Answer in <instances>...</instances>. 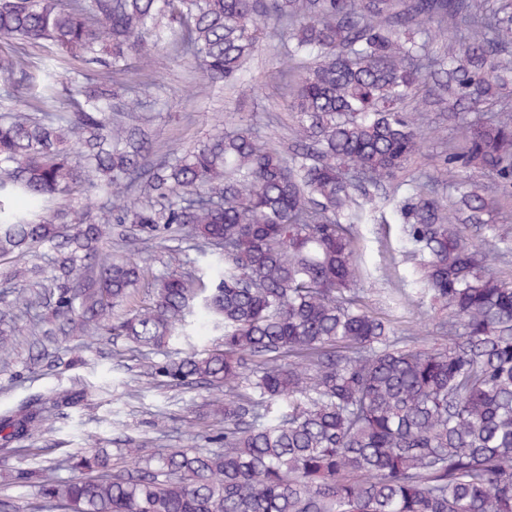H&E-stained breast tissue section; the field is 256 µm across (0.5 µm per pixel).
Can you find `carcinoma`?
<instances>
[{
  "instance_id": "cac0c4a2",
  "label": "carcinoma",
  "mask_w": 512,
  "mask_h": 512,
  "mask_svg": "<svg viewBox=\"0 0 512 512\" xmlns=\"http://www.w3.org/2000/svg\"><path fill=\"white\" fill-rule=\"evenodd\" d=\"M288 39L281 70L297 122L290 154L248 128L218 130L148 166L132 113L150 97L113 81L169 47L235 87L266 24ZM448 35L434 53L426 25ZM0 261L51 254V273L0 308V360L16 337L119 336L139 348L193 335L143 373L212 391L217 450L127 448L112 471L97 448L69 453V478L21 472L52 512H512V0H0ZM94 65L63 82L61 65ZM456 122L448 199L419 181L379 195L422 151L407 103L428 82ZM65 91L69 109L53 105ZM125 98L112 113V100ZM499 114L468 119L472 112ZM477 169L490 184L464 177ZM97 197L79 209L60 200ZM23 198L18 208L13 200ZM392 204L419 292L448 312L444 343L406 337L369 308L356 225ZM127 224L115 258L112 225ZM195 243L181 272L169 250L152 301L118 309L147 273L156 239ZM81 385L0 413V451L48 426L45 405L87 401Z\"/></svg>"
}]
</instances>
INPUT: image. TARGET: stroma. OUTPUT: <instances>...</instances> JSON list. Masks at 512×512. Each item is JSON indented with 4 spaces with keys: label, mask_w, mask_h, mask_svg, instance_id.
I'll use <instances>...</instances> for the list:
<instances>
[{
    "label": "stroma",
    "mask_w": 512,
    "mask_h": 512,
    "mask_svg": "<svg viewBox=\"0 0 512 512\" xmlns=\"http://www.w3.org/2000/svg\"><path fill=\"white\" fill-rule=\"evenodd\" d=\"M285 61L280 41L265 37L261 51L245 74L242 91L204 87L200 70L166 49L157 52L148 67L131 63L124 82H143L156 98L157 106L140 115L138 122L153 143V159L168 149L188 147L212 134L217 125L225 129L238 126L254 133L279 149L292 143L295 115L289 110L290 96L280 78ZM418 117L427 135V148L417 157L403 180H428L438 196H446L447 176L440 158L459 133L444 112L418 108ZM359 248L364 275L358 285L364 301L372 308L390 309L397 289H410L411 269L399 255L397 225L364 224L360 227ZM393 310V309H390ZM400 327L420 321L436 324L445 314L433 308L428 299L393 310ZM38 345L18 341L7 363H0V411L14 408L35 395L52 389L84 384L94 390L88 403L76 408L50 412L52 432L18 441V452L8 461H0V499L23 505L35 504V489L17 478V471L30 461V449H39L38 460L57 468L59 476H68L67 451L76 448H214L222 425L205 418L207 391L175 386L165 378L152 379L136 396H129L126 383L148 362L161 363L165 350L148 354L129 348L120 338L103 340L80 336L64 337L58 357H38ZM167 420L164 436L153 429L156 415Z\"/></svg>",
    "instance_id": "35a3bbf8"
}]
</instances>
